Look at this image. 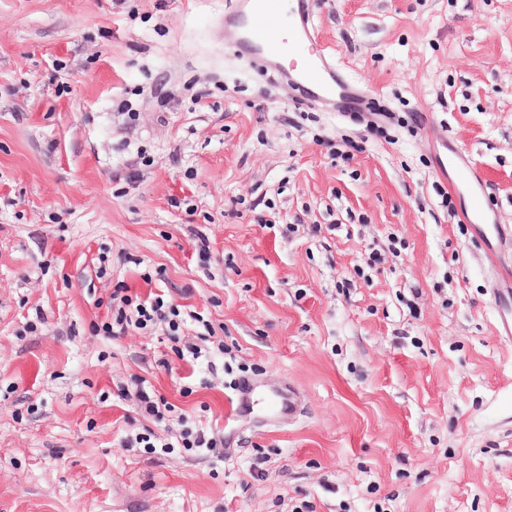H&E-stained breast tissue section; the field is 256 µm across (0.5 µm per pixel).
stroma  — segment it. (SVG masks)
Wrapping results in <instances>:
<instances>
[{"mask_svg":"<svg viewBox=\"0 0 512 512\" xmlns=\"http://www.w3.org/2000/svg\"><path fill=\"white\" fill-rule=\"evenodd\" d=\"M224 8L0 0V512H512L502 268L430 149L512 225V0H315L369 126L226 48ZM120 288L178 337L99 333ZM142 377L163 422L121 396ZM243 378L294 416L235 410ZM209 425L212 452L124 441Z\"/></svg>","mask_w":512,"mask_h":512,"instance_id":"1","label":"stroma"}]
</instances>
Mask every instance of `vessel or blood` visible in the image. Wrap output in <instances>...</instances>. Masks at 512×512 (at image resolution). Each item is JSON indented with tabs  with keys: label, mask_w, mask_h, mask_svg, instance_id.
I'll return each mask as SVG.
<instances>
[{
	"label": "vessel or blood",
	"mask_w": 512,
	"mask_h": 512,
	"mask_svg": "<svg viewBox=\"0 0 512 512\" xmlns=\"http://www.w3.org/2000/svg\"><path fill=\"white\" fill-rule=\"evenodd\" d=\"M313 0H288L290 28H283L278 12L270 0H229L224 12V42L235 47L241 56L264 66L274 67L291 83L306 89L310 100L346 111L348 105L363 104L366 94L359 83L334 66L327 45L313 25ZM435 168L440 174L454 172L448 183L449 192L469 199V206L460 212L464 223L482 226L488 241L487 256L500 261V248L512 243V226L501 224L480 205L484 178L463 152L448 143H441L434 153ZM497 311L500 336L512 339V273L504 272L491 290ZM262 405L263 416L280 424L296 410L292 396L278 387L246 383L239 389L238 407Z\"/></svg>",
	"instance_id": "b4317fda"
}]
</instances>
